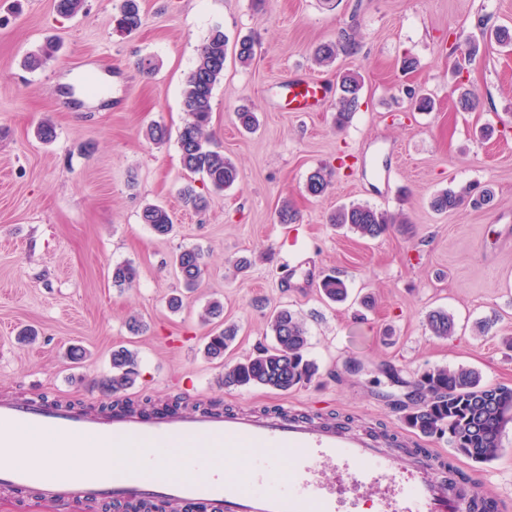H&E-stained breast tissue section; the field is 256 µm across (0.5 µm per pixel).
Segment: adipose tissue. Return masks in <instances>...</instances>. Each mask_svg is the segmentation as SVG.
<instances>
[{
    "mask_svg": "<svg viewBox=\"0 0 512 512\" xmlns=\"http://www.w3.org/2000/svg\"><path fill=\"white\" fill-rule=\"evenodd\" d=\"M139 449L129 448L116 453L97 442L87 441L80 448L57 447L52 437L43 431H26L19 447L0 451V462L16 466H31L53 476L63 473H90L100 468L114 470L133 466Z\"/></svg>",
    "mask_w": 512,
    "mask_h": 512,
    "instance_id": "ef3b65f1",
    "label": "adipose tissue"
}]
</instances>
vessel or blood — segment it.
<instances>
[{
	"mask_svg": "<svg viewBox=\"0 0 512 512\" xmlns=\"http://www.w3.org/2000/svg\"><path fill=\"white\" fill-rule=\"evenodd\" d=\"M285 90L297 111L321 101L325 87L316 81H289ZM49 429L62 447L94 438L113 450L134 446L141 456L134 468L100 470L85 477L48 478L29 467L0 464V493L27 492L68 512H89L114 498L163 512H359V499H344L338 485L364 490L371 512H481L484 501L472 483L454 480L448 458L427 465L416 453L395 454L383 440L330 420H315L283 409L268 414L246 411H167L145 413L55 405L39 397L0 396V447L15 445L16 429ZM187 445L185 473L171 478L163 449ZM251 450L247 470L230 478L214 466L208 449ZM287 479H280L282 467ZM337 473V484L321 477Z\"/></svg>",
	"mask_w": 512,
	"mask_h": 512,
	"instance_id": "obj_1",
	"label": "vessel or blood"
}]
</instances>
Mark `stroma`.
<instances>
[{
	"label": "stroma",
	"mask_w": 512,
	"mask_h": 512,
	"mask_svg": "<svg viewBox=\"0 0 512 512\" xmlns=\"http://www.w3.org/2000/svg\"><path fill=\"white\" fill-rule=\"evenodd\" d=\"M121 0H84L78 16L57 13L55 0H0V392L39 394L64 404L113 403L100 383L112 374L113 349L137 356L138 376L125 400L151 409L190 410L216 403L256 412L285 405L376 433L407 434L406 413L422 371L464 367L485 385L512 387V46L482 30L512 28V0H140L142 24L115 32ZM250 37V65L227 58L213 91V145L232 159L238 182L214 193L184 170L176 138L187 115L182 88L214 27ZM348 35L352 53L316 67L318 44ZM61 41L41 69L23 59L46 38ZM414 57V71L402 69ZM151 59L152 74L137 67ZM364 78L360 105L344 129L334 113L338 75ZM323 83L320 111L295 112L283 84ZM478 104L463 111L462 90ZM432 97L431 111L413 95ZM260 127L235 123L239 107ZM51 120L56 138L41 142ZM159 122L171 138L153 144ZM333 169L327 192L307 193L308 174ZM194 185L209 198L205 212L185 209L179 192ZM489 188L488 205L435 212L443 190ZM289 201L296 223H277ZM363 203L405 213L366 241L328 224L341 204ZM166 206L175 230L155 235L140 214ZM200 247L205 274L179 312L167 301L181 291L171 261ZM247 257L251 265L238 270ZM129 261L133 287L112 286V268ZM340 278L345 302L320 292ZM224 304L238 335L223 359L204 355L209 332L199 315ZM288 308L307 329L308 359L318 367L289 391L228 387L224 366L271 345L267 315ZM448 311L452 336H434L430 311ZM146 324L134 335L130 316ZM34 328L24 345L17 334ZM82 361L66 357L70 345ZM457 469L497 512H512V422L493 460L457 457Z\"/></svg>",
	"instance_id": "35a3bbf8"
}]
</instances>
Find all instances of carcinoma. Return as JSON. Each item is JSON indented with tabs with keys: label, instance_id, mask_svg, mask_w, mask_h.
<instances>
[{
	"label": "carcinoma",
	"instance_id": "1",
	"mask_svg": "<svg viewBox=\"0 0 512 512\" xmlns=\"http://www.w3.org/2000/svg\"><path fill=\"white\" fill-rule=\"evenodd\" d=\"M140 25L138 0H122L115 17V31L130 34ZM347 47L345 36L336 42L323 43L314 49L313 60L319 66H330ZM57 52L58 46L48 40L25 57L24 66L37 70L55 58ZM230 52L240 64L247 65L255 56V44L246 36L231 42L222 28H213L202 44L195 67L182 90V104L189 120L177 138L181 162L185 170L202 175L203 181L215 192L233 187L239 177L233 161L210 146L213 90L224 79V65ZM362 89L359 75L347 73L341 77L336 87L337 127L350 123L360 104ZM235 117L238 126L246 132L256 130L259 125L257 114L247 107L238 109ZM329 185L327 166L321 165L309 174L306 190L310 195L320 197ZM181 199L184 206L195 211L207 206V198L191 185L184 187ZM459 204L460 196L452 190L442 191L431 201L437 212H448ZM141 220L159 236L173 231L171 214L162 205H147ZM329 221L336 226H346L368 240L385 235L392 223L387 213L360 203L337 208ZM175 267L186 289L196 287L204 273L202 252L196 248L181 251L175 257ZM137 277V268L130 262L112 268V286L116 288L133 287ZM320 287L333 302L343 301L348 296L344 282L335 277L323 278ZM427 325L438 337L446 338L454 332V319L444 310L429 312ZM267 326L274 345L260 349L242 362L224 366V384L286 392L317 374L316 364L306 357V330L290 311H274L268 317ZM236 336L234 326L215 331L209 336L205 354L211 359L224 358ZM137 375L135 354L123 346L115 348L112 350V376L103 380L101 387L105 392L117 395L132 387ZM417 387L420 400L406 417L409 428L427 437L448 434V445L454 452L476 463L487 462L498 454L502 428L512 421V387L486 386L479 373L449 367L423 371Z\"/></svg>",
	"mask_w": 512,
	"mask_h": 512
}]
</instances>
